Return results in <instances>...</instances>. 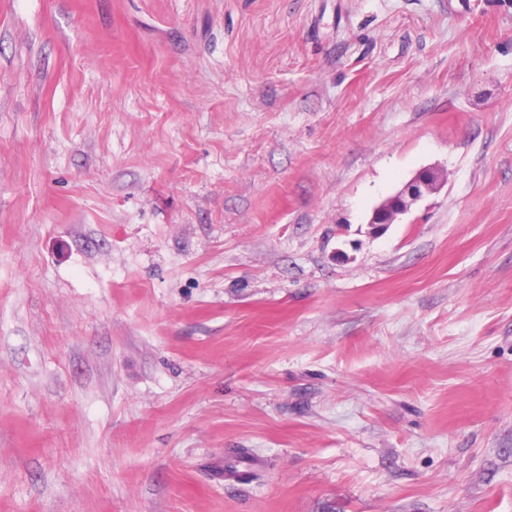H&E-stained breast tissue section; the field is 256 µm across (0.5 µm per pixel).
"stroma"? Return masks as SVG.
I'll use <instances>...</instances> for the list:
<instances>
[{
    "label": "stroma",
    "instance_id": "35a3bbf8",
    "mask_svg": "<svg viewBox=\"0 0 512 512\" xmlns=\"http://www.w3.org/2000/svg\"><path fill=\"white\" fill-rule=\"evenodd\" d=\"M0 512H512V0H0ZM443 183L442 175L433 169L418 173L400 193L384 200L373 210L370 224L385 226L394 224L407 214L411 206L425 194L436 191Z\"/></svg>",
    "mask_w": 512,
    "mask_h": 512
}]
</instances>
